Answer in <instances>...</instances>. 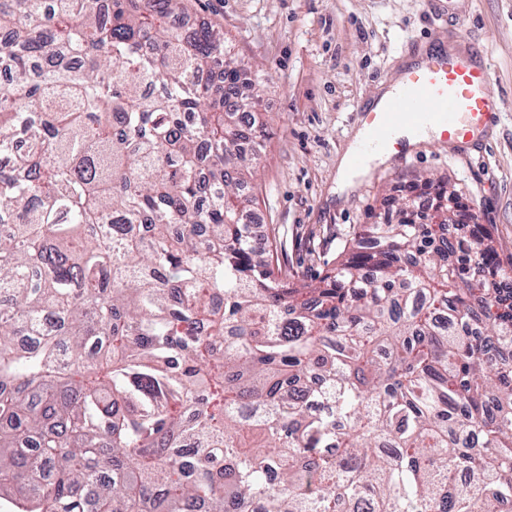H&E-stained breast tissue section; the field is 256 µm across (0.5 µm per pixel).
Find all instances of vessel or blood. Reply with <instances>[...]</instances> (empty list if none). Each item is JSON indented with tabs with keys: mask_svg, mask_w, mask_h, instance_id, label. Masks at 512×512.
Listing matches in <instances>:
<instances>
[{
	"mask_svg": "<svg viewBox=\"0 0 512 512\" xmlns=\"http://www.w3.org/2000/svg\"><path fill=\"white\" fill-rule=\"evenodd\" d=\"M500 110L489 71L477 56L434 52L399 75L394 96L382 105L358 109L364 135L350 165L362 168L370 156L395 148L397 129L435 128L442 141H455L488 127Z\"/></svg>",
	"mask_w": 512,
	"mask_h": 512,
	"instance_id": "vessel-or-blood-1",
	"label": "vessel or blood"
}]
</instances>
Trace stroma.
<instances>
[{
  "label": "stroma",
  "instance_id": "stroma-1",
  "mask_svg": "<svg viewBox=\"0 0 512 512\" xmlns=\"http://www.w3.org/2000/svg\"><path fill=\"white\" fill-rule=\"evenodd\" d=\"M223 27L258 83L267 138L250 219L281 243L283 275L314 280L332 266L358 225L395 221L408 185L454 186L477 223L512 261V0H189L183 29ZM471 39L501 96L497 125L468 144L422 142L331 193L356 111L395 82L410 51Z\"/></svg>",
  "mask_w": 512,
  "mask_h": 512
}]
</instances>
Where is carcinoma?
I'll list each match as a JSON object with an SVG mask.
<instances>
[{
	"mask_svg": "<svg viewBox=\"0 0 512 512\" xmlns=\"http://www.w3.org/2000/svg\"><path fill=\"white\" fill-rule=\"evenodd\" d=\"M185 2L0 0V496L501 512L512 263L432 181L422 221L407 195L316 283L283 277L242 220L259 88L223 28L170 24Z\"/></svg>",
	"mask_w": 512,
	"mask_h": 512,
	"instance_id": "cac0c4a2",
	"label": "carcinoma"
}]
</instances>
